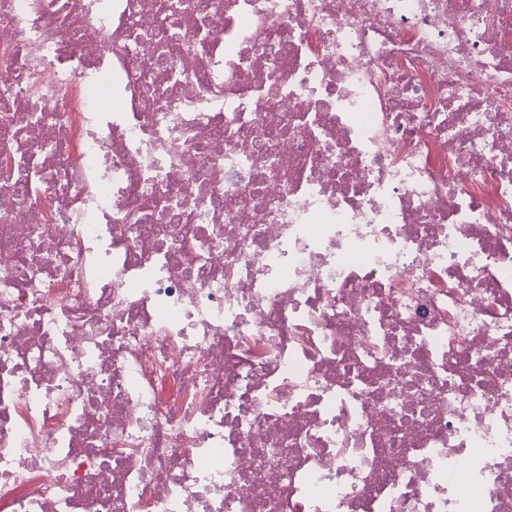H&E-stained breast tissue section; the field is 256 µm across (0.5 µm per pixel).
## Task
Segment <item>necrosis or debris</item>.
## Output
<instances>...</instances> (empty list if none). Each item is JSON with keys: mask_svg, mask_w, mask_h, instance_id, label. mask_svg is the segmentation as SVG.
I'll use <instances>...</instances> for the list:
<instances>
[{"mask_svg": "<svg viewBox=\"0 0 512 512\" xmlns=\"http://www.w3.org/2000/svg\"><path fill=\"white\" fill-rule=\"evenodd\" d=\"M0 489L512 512V0H0Z\"/></svg>", "mask_w": 512, "mask_h": 512, "instance_id": "1", "label": "necrosis or debris"}]
</instances>
